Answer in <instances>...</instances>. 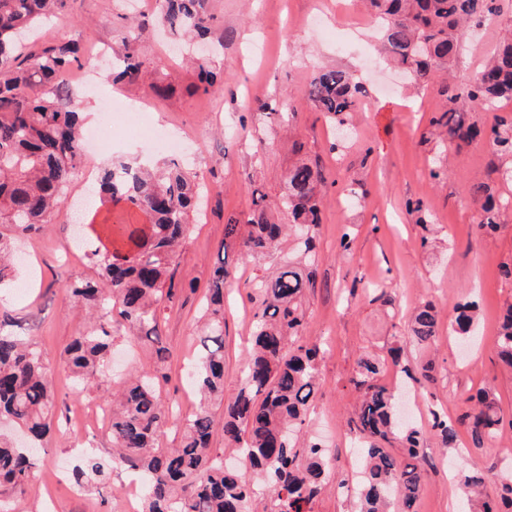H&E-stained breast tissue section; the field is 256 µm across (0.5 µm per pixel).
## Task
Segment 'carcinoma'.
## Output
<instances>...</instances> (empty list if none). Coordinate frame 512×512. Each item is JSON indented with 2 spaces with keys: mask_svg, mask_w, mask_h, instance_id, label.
I'll return each mask as SVG.
<instances>
[{
  "mask_svg": "<svg viewBox=\"0 0 512 512\" xmlns=\"http://www.w3.org/2000/svg\"><path fill=\"white\" fill-rule=\"evenodd\" d=\"M212 0H162L155 20L170 35L188 40L212 33ZM380 25L385 58L403 67L418 85L444 76L439 92L450 104L430 120L442 144L450 149L475 141L482 130L458 112L467 100L485 106L512 101V28L504 31L496 51L476 77L457 89L448 78L461 37L489 16L504 13V0H363ZM66 0H0V284L12 279V234H28L49 226L67 199L70 178L82 162L81 120L73 108V94L61 82L64 73L81 66L78 41L26 42L23 35L38 24L56 18ZM129 34L112 63L109 79L139 84L147 71L141 42L149 23L129 17ZM362 94L353 76L342 69L319 70L304 96L327 120L346 124ZM484 134L495 151L512 156V113L494 115ZM100 198L109 204L103 219L117 238L127 233L122 219L111 222L112 209L144 213L151 231L136 243L132 254L91 250L98 280L67 283V293L83 301L99 324L77 336L63 357L77 381L97 384L111 336L105 322L117 312L136 336L155 345L154 370L116 383L112 399L113 451L129 467L148 477L144 512H250L249 504L261 490L270 493L271 512H313L312 505L326 480L327 449L308 441L303 425L319 385V348L303 337L306 311L303 290L312 284L313 230L319 224L325 177L318 165L299 162L288 170L279 200L289 223L277 224L254 190L253 208L243 222L230 216L224 225V247L237 246L260 258L277 248L284 235H298L302 258L285 266L275 278L257 283L261 308L255 314L254 348L241 373L237 392L224 398V282L230 272L219 264L213 272L210 300L201 329L194 387L200 395L194 414L180 424V445L159 447L160 437L175 417L176 403L159 394L165 372L166 348L158 333V306L166 284L173 281L176 248L187 236L189 216L196 203L194 176L174 159L164 172L136 162L115 160L101 169ZM477 205L476 229L497 228L501 210L512 207V197L496 196L485 185L471 189ZM475 330L474 305L460 304L452 331L466 343ZM410 338L430 346L438 338L437 313L425 303L415 308L408 326ZM500 361L512 368V303L499 317L495 340ZM390 365L410 379L430 381L432 367L420 377L402 363L399 350L385 362L372 355L357 361L351 384L359 393L350 431L361 440L362 468L358 471L357 512H416L425 472L417 463L426 431L403 424L395 412L396 392L379 382L380 370ZM466 426L471 448L495 442L503 416L490 391L474 397ZM53 388L45 373L42 351L31 342L0 329V422L8 421L41 439L49 429ZM222 409L224 442L249 464V480L224 466V454L210 448L217 409ZM431 430L444 447L454 445L455 424L432 412ZM399 442L407 457L397 459L383 444ZM35 468L34 454L0 432V488H23ZM110 462L95 453L82 456L73 470L78 486L87 479L106 478ZM464 497L462 512H512V483H504L492 497L474 461L458 474Z\"/></svg>",
  "mask_w": 512,
  "mask_h": 512,
  "instance_id": "cac0c4a2",
  "label": "carcinoma"
}]
</instances>
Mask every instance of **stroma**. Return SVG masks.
Masks as SVG:
<instances>
[{
    "label": "stroma",
    "instance_id": "obj_1",
    "mask_svg": "<svg viewBox=\"0 0 512 512\" xmlns=\"http://www.w3.org/2000/svg\"><path fill=\"white\" fill-rule=\"evenodd\" d=\"M153 18L152 0H69L64 16L38 32L40 40L74 36L89 52L97 46L119 48L128 31L124 14ZM214 31L207 50L212 70L224 87L206 95L193 68L171 54L168 36L148 31L143 59L151 85H118L127 103L148 105L153 124L186 137L182 157L199 182L201 209L190 217V229L175 257V288L160 305L158 331L168 350V379L163 395L177 402L185 419L197 406L191 370L199 345L198 320L204 311L214 266L225 261L231 272L224 285V394L232 396L249 349L258 300L254 285L295 257L294 241L280 251L254 259L236 247H225L229 215L246 216L252 191L260 189L278 210L284 175L300 161L317 162L327 188L321 222L315 230L317 253L313 286L303 304L307 341L321 344L319 390L308 411V435L323 441L330 453L331 477L354 478L360 459L350 434L356 393L351 378L358 359L384 355L401 344L408 365L435 366V380L416 384L383 372L385 384H399L404 402H416L424 416L431 411L461 419L468 397L488 389L504 417H512V371L496 357L494 326L512 282L499 275L512 261V209L502 212L497 230L477 233L475 207L468 190L485 182L495 194H512V182L500 173L512 158L497 154L487 138L451 150L439 159L432 116L448 106L436 86L419 90L380 56L377 28L359 0H215ZM496 27L466 34L453 65L458 86L470 83L499 39ZM262 45V58L253 48ZM342 68L363 84L365 96L354 116L353 136L340 139L322 113L302 97L314 72ZM268 111L258 114V104ZM441 167L434 179L430 170ZM90 183L73 178L70 205L53 216L48 231L20 237L17 247L26 261L17 267L23 289L0 287V320L8 319L16 335L42 350L54 383L56 411L52 428L38 452V466L21 491L1 496L9 512H129L140 507L142 492L131 491L132 470L116 463L104 493L78 490L70 471L81 447L80 430L90 427L93 406L110 403L115 381L104 378L84 390L72 382L61 357L75 336L89 331L80 302L65 292V282L93 277L86 246L103 236V211ZM421 203L414 211L413 203ZM353 238L342 251L343 234ZM460 300L478 304L477 335L459 348L447 321ZM431 301L439 310V336L426 348L409 339L406 326L417 304ZM111 368L142 372L154 367L151 347L112 324ZM418 419V426L426 421ZM426 472L417 512H459L460 497L450 471L476 459L486 489L497 493L512 480V429L503 428L492 447L473 452L467 434L454 448L428 438L419 450Z\"/></svg>",
    "mask_w": 512,
    "mask_h": 512
}]
</instances>
